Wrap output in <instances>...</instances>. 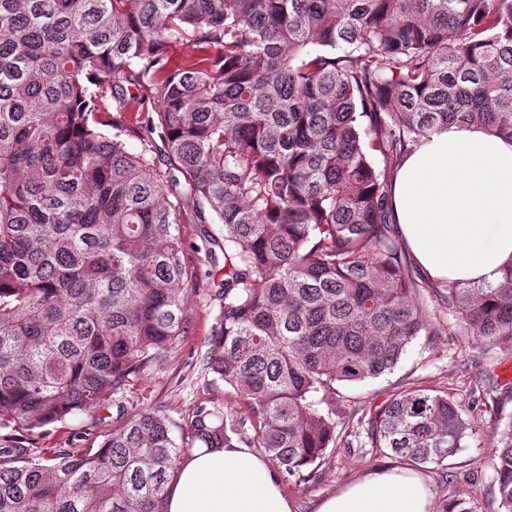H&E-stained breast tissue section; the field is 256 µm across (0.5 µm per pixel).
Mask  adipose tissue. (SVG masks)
Segmentation results:
<instances>
[{"instance_id": "obj_1", "label": "adipose tissue", "mask_w": 512, "mask_h": 512, "mask_svg": "<svg viewBox=\"0 0 512 512\" xmlns=\"http://www.w3.org/2000/svg\"><path fill=\"white\" fill-rule=\"evenodd\" d=\"M393 218L433 279L497 283L512 261V141L473 127L432 132L404 157L391 190ZM166 512H293L254 449H193L167 486ZM316 512H432L421 477L370 472Z\"/></svg>"}]
</instances>
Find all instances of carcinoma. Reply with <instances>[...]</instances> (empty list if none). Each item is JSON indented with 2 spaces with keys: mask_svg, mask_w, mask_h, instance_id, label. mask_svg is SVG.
Segmentation results:
<instances>
[{
  "mask_svg": "<svg viewBox=\"0 0 512 512\" xmlns=\"http://www.w3.org/2000/svg\"><path fill=\"white\" fill-rule=\"evenodd\" d=\"M132 88L152 106L133 126ZM452 124L512 140V0H0V428L106 409L167 364L193 291L187 211L224 254L204 377L243 408L201 401L181 444L151 408L117 410L97 448L1 446L0 512H166L194 446L258 448L289 488L363 433L444 469L495 364L467 413L418 388L340 432L314 396L439 335L389 193L405 153ZM442 303L456 334L512 358V263ZM490 462L512 512V418Z\"/></svg>",
  "mask_w": 512,
  "mask_h": 512,
  "instance_id": "cac0c4a2",
  "label": "carcinoma"
}]
</instances>
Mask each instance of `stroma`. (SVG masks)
<instances>
[{"label": "stroma", "mask_w": 512, "mask_h": 512, "mask_svg": "<svg viewBox=\"0 0 512 512\" xmlns=\"http://www.w3.org/2000/svg\"><path fill=\"white\" fill-rule=\"evenodd\" d=\"M181 235L186 249V264L195 290L188 297V324L184 336L174 346L168 364L147 379L134 382L120 396L121 408H109V418L101 425H93L94 411H87L65 421L46 427L44 432L29 433L24 430L0 429V439L12 437L27 448L31 457L59 448L98 447L105 434L111 431V419L118 410L132 415L145 409L160 407L179 426L190 421L195 406L209 398L230 409L236 405L232 389L219 386L206 389L202 372V359L219 313L216 293L224 278V263L210 259L208 245L201 235V227L193 218H185ZM484 361L481 349L475 342L461 336H421L409 347L398 365L378 378L359 384L339 383L329 401L342 410L339 429H347L349 416L384 404L393 394L415 388L453 389L460 404H468L469 388ZM503 424L492 406L481 409V418L463 448L448 460L446 473L436 470L423 471L434 502L453 494L473 500L477 512H496L492 480L494 471L489 462L490 448L500 439ZM401 460L379 453L372 448L328 449L318 473L312 481L297 488L287 489L295 512H315L317 503L334 495L363 473L381 467H401ZM450 475V482H443V475Z\"/></svg>", "instance_id": "stroma-1"}]
</instances>
